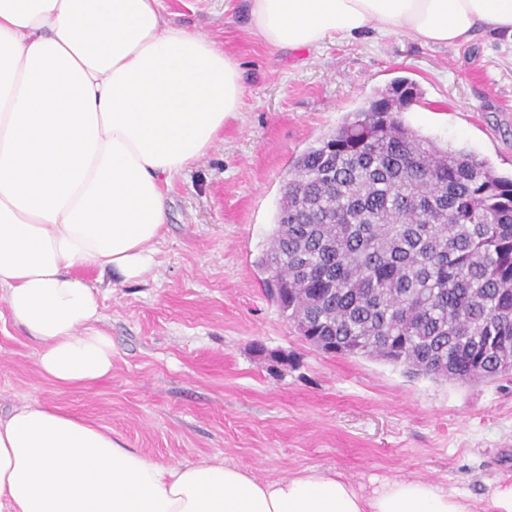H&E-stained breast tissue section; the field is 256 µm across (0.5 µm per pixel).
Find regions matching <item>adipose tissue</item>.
Segmentation results:
<instances>
[{
	"label": "adipose tissue",
	"mask_w": 512,
	"mask_h": 512,
	"mask_svg": "<svg viewBox=\"0 0 512 512\" xmlns=\"http://www.w3.org/2000/svg\"><path fill=\"white\" fill-rule=\"evenodd\" d=\"M273 47L370 25L426 44L478 27L512 41V0H250ZM241 68L170 25L163 0H0V297L62 390L112 372L90 265L139 279L167 223L166 187L242 107ZM0 512H475L439 483L372 488L318 466L260 480L214 457L166 464L37 400L0 418Z\"/></svg>",
	"instance_id": "ef3b65f1"
}]
</instances>
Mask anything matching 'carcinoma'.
<instances>
[{
  "label": "carcinoma",
  "mask_w": 512,
  "mask_h": 512,
  "mask_svg": "<svg viewBox=\"0 0 512 512\" xmlns=\"http://www.w3.org/2000/svg\"><path fill=\"white\" fill-rule=\"evenodd\" d=\"M417 99L399 81L295 159L264 285L329 354L495 381L512 375V179L408 126Z\"/></svg>",
  "instance_id": "1"
}]
</instances>
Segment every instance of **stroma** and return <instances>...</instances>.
Segmentation results:
<instances>
[{
    "instance_id": "stroma-1",
    "label": "stroma",
    "mask_w": 512,
    "mask_h": 512,
    "mask_svg": "<svg viewBox=\"0 0 512 512\" xmlns=\"http://www.w3.org/2000/svg\"><path fill=\"white\" fill-rule=\"evenodd\" d=\"M164 7L169 24L237 57L242 110L168 188V230L141 279L77 270L99 290L109 378L54 387L0 301V412L37 399L160 462L220 457L262 480L308 466L364 484L428 479L488 512L492 488L512 482V381H435L316 350L266 297L258 261L296 157L402 79L421 92L403 115L412 128L511 177L512 42L479 29L453 45H426L371 27L288 51L253 29L249 0Z\"/></svg>"
}]
</instances>
